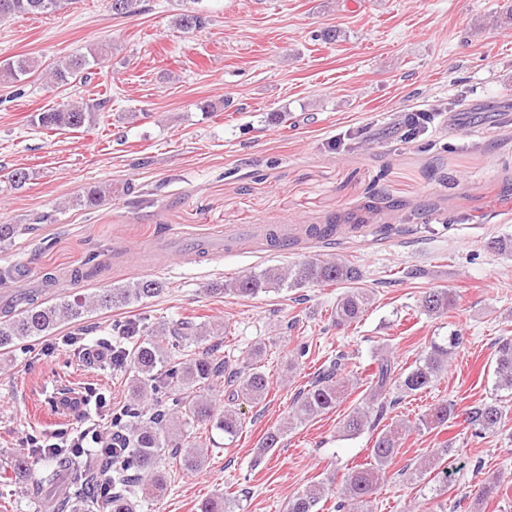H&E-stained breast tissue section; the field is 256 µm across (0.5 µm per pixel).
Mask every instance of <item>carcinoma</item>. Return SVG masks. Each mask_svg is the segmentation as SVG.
I'll use <instances>...</instances> for the list:
<instances>
[{
	"label": "carcinoma",
	"instance_id": "carcinoma-1",
	"mask_svg": "<svg viewBox=\"0 0 512 512\" xmlns=\"http://www.w3.org/2000/svg\"><path fill=\"white\" fill-rule=\"evenodd\" d=\"M60 5L61 0H0V19L16 14H48ZM176 24L186 30L199 29L206 24V18L199 13H183ZM105 56L106 50L102 48L90 60L74 57L61 61L50 70V81L62 86L77 80L85 82L88 80V67ZM37 67L38 60L33 57L8 61L0 67V84L17 83ZM99 107L98 103H63L37 113L32 117V123L48 131L94 126ZM32 177V172L18 167L7 174L6 182L10 189L19 190ZM110 193L112 188L95 185L74 202L84 208L91 207ZM31 230L33 227L29 225L1 224L0 246H11L16 236ZM362 279L363 273L359 268L340 259L310 257L293 266L266 267L240 274L212 289V292L253 297L284 286L303 288L310 284L349 283L352 288L337 298L330 313L333 323L344 326L356 322L372 304L370 291L356 287ZM165 290V284L157 279L140 278L120 288H100L72 300L42 301L33 295L25 296L21 298L23 306L17 313L0 320V350L5 351L35 337L48 336L61 326L78 324L93 312L158 297ZM454 302L448 289L433 288L422 296L421 307L430 316H442L453 308ZM212 332L211 323H198L192 318L172 325L163 322L157 324L149 338L136 344L131 351H119L120 363L129 365L134 372L132 404L126 407L129 435L124 444L127 450L110 458L60 453L63 462L59 466L69 472L72 488V492L59 503L61 512H96L100 507L106 512H136V491L155 495L164 490L166 476L160 461L171 443L170 431L178 424L189 426L204 422L230 441L239 434L243 427L240 402L245 400L258 404L263 401L270 386L269 375L247 361L241 367H233L218 351L183 360L169 348L172 339L194 341ZM462 345L463 337L457 333L437 336L408 371L399 373L390 356H377L364 398L341 422L347 436L376 432L369 448V462L349 468L338 490L335 489L336 477L329 476L296 493L289 498L286 512H318V504L333 492L337 493V509L341 512H369L372 496L380 489L386 468L399 454L407 432L447 426L448 420L455 416V405L448 401L436 403L414 423L403 420L382 430L378 429L379 424L402 400L431 387ZM345 366V358L340 355L316 375L292 404L286 421L265 434L257 459L264 458L266 453L278 447L289 429L336 411L349 388V379L344 376ZM493 376L496 389L512 395V338L498 341ZM219 377L224 378L229 386L222 406L216 405L212 389L213 381ZM162 392L166 394V400L156 402L149 410L141 407L143 395ZM465 421L475 436L502 430L506 427L505 407L496 401L475 404L465 410ZM450 447V442H443L437 449V456L427 464L420 463L417 468L419 479L432 482L431 491L438 495L448 492ZM172 452L179 458L181 468L189 473L199 470L206 459L205 450L193 443L174 448ZM237 507V499L227 495L202 503L200 512H235Z\"/></svg>",
	"mask_w": 512,
	"mask_h": 512
}]
</instances>
